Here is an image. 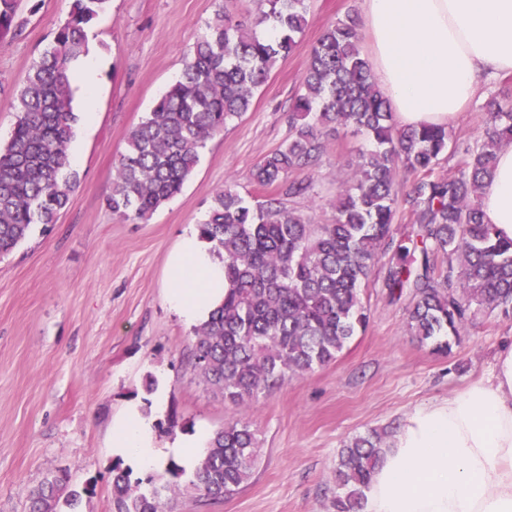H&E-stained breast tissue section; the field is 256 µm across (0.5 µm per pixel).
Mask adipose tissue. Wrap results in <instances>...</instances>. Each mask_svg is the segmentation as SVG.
Returning a JSON list of instances; mask_svg holds the SVG:
<instances>
[{
	"mask_svg": "<svg viewBox=\"0 0 512 512\" xmlns=\"http://www.w3.org/2000/svg\"><path fill=\"white\" fill-rule=\"evenodd\" d=\"M373 72L401 125L449 126L489 79L512 73V0H363ZM485 223L512 239V143L482 198ZM167 300L187 322L224 300V262L198 230L167 265ZM112 446L147 469L152 422L134 408L112 424ZM364 512H512V345L487 379L421 406L394 431L365 491Z\"/></svg>",
	"mask_w": 512,
	"mask_h": 512,
	"instance_id": "1",
	"label": "adipose tissue"
}]
</instances>
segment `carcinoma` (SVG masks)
I'll return each instance as SVG.
<instances>
[{"instance_id":"1","label":"carcinoma","mask_w":512,"mask_h":512,"mask_svg":"<svg viewBox=\"0 0 512 512\" xmlns=\"http://www.w3.org/2000/svg\"><path fill=\"white\" fill-rule=\"evenodd\" d=\"M108 3L72 0L53 46L20 90L11 140L0 149V257L33 226L51 227L70 201L77 175L67 147L78 120L71 65L85 51V29ZM306 14V0H252L246 22L216 15L180 78L128 133L105 198L112 213L145 222L182 191L207 142L249 110L276 63L294 52ZM14 26V0H0V33ZM360 41L359 21L348 15L313 48L288 104L293 131L251 174L273 194L252 204L227 181L198 225L224 258L227 289L224 303L194 330L195 367L240 416L214 433L185 485L175 462L166 468L170 480L150 479L146 491L121 461L113 462V512H166L169 500L188 489L213 502L240 490L258 462L248 410L286 378L334 361L367 327L362 292L384 257L382 288L392 300L407 297L411 333L437 352L450 351L480 309L512 316V240L485 223L480 205L500 147L512 142V91L489 103L483 138L474 146L457 142L444 126L399 127ZM338 126L365 135L370 147L336 196L332 222L315 224L287 205L308 194L312 181L289 175L314 169L324 151L322 131ZM447 156L457 158V174L434 176ZM402 169L419 175L403 197ZM401 206L411 230L398 237L393 224ZM440 255L447 258L443 268ZM384 439L371 430L342 448L329 512H362ZM68 483L65 474L47 477L32 493L29 512H59Z\"/></svg>"}]
</instances>
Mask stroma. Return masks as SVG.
<instances>
[{"label": "stroma", "mask_w": 512, "mask_h": 512, "mask_svg": "<svg viewBox=\"0 0 512 512\" xmlns=\"http://www.w3.org/2000/svg\"><path fill=\"white\" fill-rule=\"evenodd\" d=\"M308 5L296 51L255 92L249 112L208 141L181 193L145 223L124 220L105 205L126 137L179 79L185 55L217 13L239 19L249 2L110 0L87 28L85 55L96 64L98 93L89 101L73 94L78 185L57 224L47 231L33 226L0 258V512H26L30 493L61 470L75 486L97 480L95 495L82 498L75 512H112V420L130 403L158 423L177 417L173 431L156 433L162 448L238 417L194 366V328L166 300L167 262L188 226L205 220L225 181H235L247 200H263L250 173L291 133L288 101L312 47L338 19L362 10V0ZM70 6L71 0H18V26L0 36L1 148L10 141L26 75ZM508 85L512 74L483 84L452 125L453 137L476 142L489 100ZM89 111L94 121L86 120ZM322 141L313 189L294 205L327 224L366 142L342 128ZM364 299L370 323L334 362L253 403L261 458L248 484L220 503L177 495L168 512H327L347 442L397 427L415 408L488 376L500 347L512 343V319L481 314L439 354L412 335L406 301L390 300L374 284Z\"/></svg>", "instance_id": "35a3bbf8"}]
</instances>
